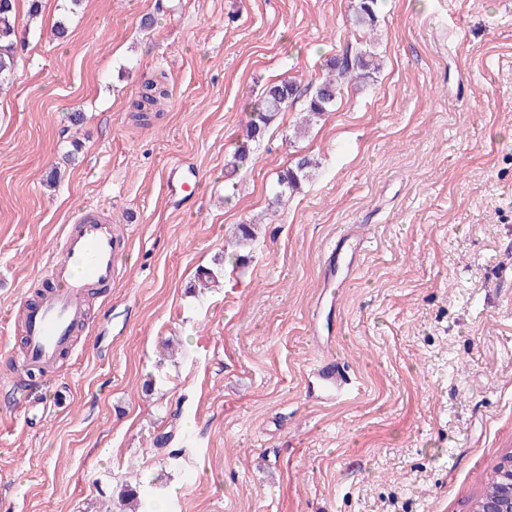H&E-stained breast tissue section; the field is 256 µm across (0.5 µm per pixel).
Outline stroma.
Listing matches in <instances>:
<instances>
[{"label": "stroma", "mask_w": 512, "mask_h": 512, "mask_svg": "<svg viewBox=\"0 0 512 512\" xmlns=\"http://www.w3.org/2000/svg\"><path fill=\"white\" fill-rule=\"evenodd\" d=\"M353 5L83 0L58 41L65 2L43 0V30L19 24L0 96V512H106L135 482L161 512H469L512 453V0H379L369 34ZM365 44L372 79L303 134L296 99L227 173L268 83L306 87ZM151 76L172 102L143 126ZM178 163L202 187L175 206ZM87 205L128 250L66 357L27 378L25 295ZM352 225L362 263L320 309ZM316 327L350 366L332 406L305 396ZM311 166V160L303 157L297 162L295 168L287 169L279 181L280 186H282L281 191L285 192L288 189H297L300 186L301 181L308 177V169L311 168Z\"/></svg>", "instance_id": "stroma-1"}]
</instances>
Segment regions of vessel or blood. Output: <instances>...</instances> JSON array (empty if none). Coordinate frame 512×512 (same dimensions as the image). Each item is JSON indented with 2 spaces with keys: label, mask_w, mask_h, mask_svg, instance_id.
Returning <instances> with one entry per match:
<instances>
[{
  "label": "vessel or blood",
  "mask_w": 512,
  "mask_h": 512,
  "mask_svg": "<svg viewBox=\"0 0 512 512\" xmlns=\"http://www.w3.org/2000/svg\"><path fill=\"white\" fill-rule=\"evenodd\" d=\"M348 241V246L327 256V273L340 266L349 271L358 267L362 241L353 235ZM122 245L115 224L87 211L80 213L65 236L63 254L49 256L47 261V273L57 281V289L28 313V362H50L68 346L73 328L84 321L82 300L87 289L113 280ZM350 385V379L330 357L308 374L306 396L313 403L332 405Z\"/></svg>",
  "instance_id": "obj_1"
}]
</instances>
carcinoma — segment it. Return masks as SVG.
I'll use <instances>...</instances> for the list:
<instances>
[{
    "label": "carcinoma",
    "mask_w": 512,
    "mask_h": 512,
    "mask_svg": "<svg viewBox=\"0 0 512 512\" xmlns=\"http://www.w3.org/2000/svg\"><path fill=\"white\" fill-rule=\"evenodd\" d=\"M378 0H357L354 5V25L364 30L372 29L377 23ZM18 15L15 0H0V95L10 87L17 65L18 51ZM377 57L365 48L352 56L333 60L328 72L306 88L307 106L305 124L309 125L331 111L336 105V98L342 87L352 81L362 82L378 71ZM300 93L299 87L283 79L268 84L258 99L252 104L250 121L246 133L235 152L226 162L227 168L234 172L249 157L251 144L259 141L276 115L286 112L293 105ZM168 98V91L157 79L143 81L138 99L133 104L135 120H144L147 113L160 115V106ZM310 159L301 158L295 167L287 169L281 176L279 184L282 190H294L302 180L308 177ZM118 512H151L149 502L140 497L137 489L129 488L119 497Z\"/></svg>",
    "instance_id": "obj_1"
}]
</instances>
